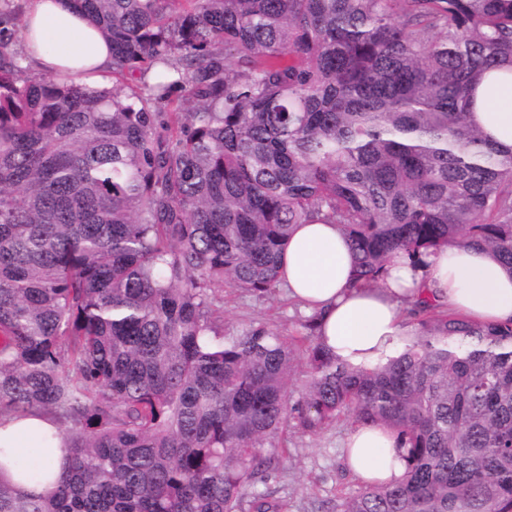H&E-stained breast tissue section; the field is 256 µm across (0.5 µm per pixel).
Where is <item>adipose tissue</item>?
<instances>
[{
	"instance_id": "ef3b65f1",
	"label": "adipose tissue",
	"mask_w": 512,
	"mask_h": 512,
	"mask_svg": "<svg viewBox=\"0 0 512 512\" xmlns=\"http://www.w3.org/2000/svg\"><path fill=\"white\" fill-rule=\"evenodd\" d=\"M31 31L24 57L37 70L67 71L97 86L112 83V50L88 18L66 0H31ZM471 118L501 150L512 151V81L483 83ZM353 257L338 225H296L282 255V282L293 299L319 316V336L336 355L354 365L375 363L404 330L401 310L432 294L449 309L480 323L512 319V274L485 252L451 245L414 264L399 258L380 286H353ZM48 414L0 420V448L10 461L0 482L39 494L68 464ZM394 434L359 427L347 435L348 468L363 481L395 482L405 461ZM41 449L36 466L18 462L27 449Z\"/></svg>"
}]
</instances>
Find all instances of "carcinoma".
<instances>
[{
  "label": "carcinoma",
  "instance_id": "carcinoma-1",
  "mask_svg": "<svg viewBox=\"0 0 512 512\" xmlns=\"http://www.w3.org/2000/svg\"><path fill=\"white\" fill-rule=\"evenodd\" d=\"M71 2L138 84L30 75L25 10L0 16V418L50 413L69 448L0 512H288L259 489L281 437L341 419L406 472L332 512H512L511 320L417 300L373 366L313 315L224 325V289L279 288L296 224L340 227L355 285L451 244L512 274V152L468 117L512 78V0Z\"/></svg>",
  "mask_w": 512,
  "mask_h": 512
}]
</instances>
